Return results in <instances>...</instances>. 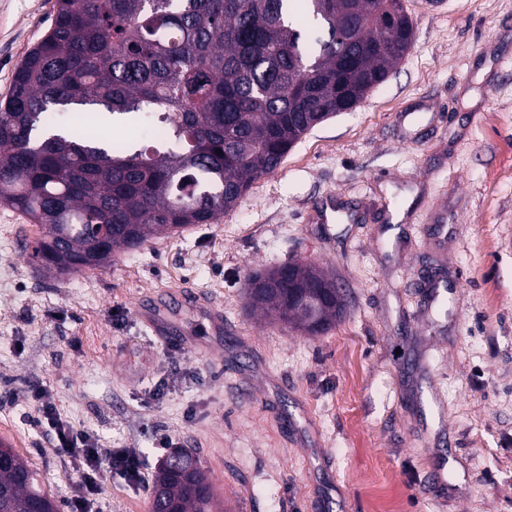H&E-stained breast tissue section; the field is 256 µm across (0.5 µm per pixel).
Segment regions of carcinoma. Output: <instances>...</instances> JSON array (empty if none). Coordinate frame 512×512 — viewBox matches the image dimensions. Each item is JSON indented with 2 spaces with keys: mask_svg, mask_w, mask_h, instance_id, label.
I'll return each mask as SVG.
<instances>
[{
  "mask_svg": "<svg viewBox=\"0 0 512 512\" xmlns=\"http://www.w3.org/2000/svg\"><path fill=\"white\" fill-rule=\"evenodd\" d=\"M0 102V204L42 229L32 256L102 268L192 224H214L314 127L354 108L405 58L403 0H56ZM390 17V24L381 19ZM248 304L295 331L340 320L307 263L255 273ZM5 512H58L0 442ZM154 512H216L189 452L158 464Z\"/></svg>",
  "mask_w": 512,
  "mask_h": 512,
  "instance_id": "carcinoma-1",
  "label": "carcinoma"
}]
</instances>
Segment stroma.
<instances>
[{
  "instance_id": "obj_1",
  "label": "stroma",
  "mask_w": 512,
  "mask_h": 512,
  "mask_svg": "<svg viewBox=\"0 0 512 512\" xmlns=\"http://www.w3.org/2000/svg\"><path fill=\"white\" fill-rule=\"evenodd\" d=\"M405 5L414 46L387 81L216 223L57 278L0 204V441L60 512L75 473L25 398L43 385L143 460L141 482L108 475L102 512H149L163 435L219 512H512V0ZM54 14L0 0V99ZM293 261L345 299L327 333L247 307L250 276Z\"/></svg>"
}]
</instances>
